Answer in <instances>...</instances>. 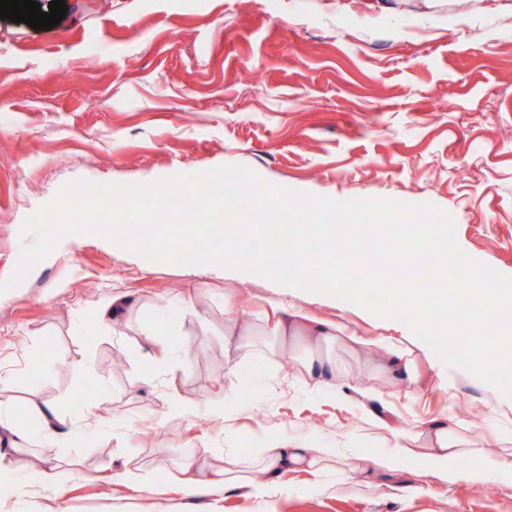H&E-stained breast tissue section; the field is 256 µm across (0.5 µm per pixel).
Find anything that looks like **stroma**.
I'll use <instances>...</instances> for the list:
<instances>
[{
	"instance_id": "1",
	"label": "stroma",
	"mask_w": 512,
	"mask_h": 512,
	"mask_svg": "<svg viewBox=\"0 0 512 512\" xmlns=\"http://www.w3.org/2000/svg\"><path fill=\"white\" fill-rule=\"evenodd\" d=\"M370 0H65L49 30L0 18V282L27 217L76 179L149 182L223 165L336 200L429 202L454 222L474 260L512 277V15L494 0H426L388 12ZM254 329L272 302L385 333L387 319L325 294L214 265L147 261L98 236L72 235L0 294V405L37 430L34 405L81 422L74 444L33 439L0 475V512H512V491L485 484L420 492L416 468L376 484L338 474L285 478L255 498L200 496L179 484L188 457L221 465L273 439L354 448L366 464L390 440L358 411L303 391L285 357L257 340L238 385L251 405L206 411L224 379V293ZM124 313L101 319L113 296ZM167 333L174 358L155 360ZM447 390L401 391L410 422L464 420L512 438V406L466 371ZM180 402L195 413L173 414ZM58 465L61 491L29 494L31 468ZM146 480L134 490L113 469Z\"/></svg>"
}]
</instances>
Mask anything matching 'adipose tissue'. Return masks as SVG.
<instances>
[{
    "mask_svg": "<svg viewBox=\"0 0 512 512\" xmlns=\"http://www.w3.org/2000/svg\"><path fill=\"white\" fill-rule=\"evenodd\" d=\"M266 334L275 338L280 354L296 366L297 380L308 391L327 395L344 403L349 394L370 400L366 409L368 423L379 433L390 436L393 445L383 457L380 468L403 470L408 461L421 463V476L441 484L461 482L473 486L492 483L512 491V440L477 437L463 421L445 423L432 418L407 424L401 414L376 411L372 405L375 392L356 383L355 364H363L397 388L409 389L423 377L440 378V366L434 360L420 362L416 350L391 336L365 337L347 324L314 315L296 306L274 305L264 313ZM247 318L232 303L224 305V400L210 405L212 416L223 417L225 405H247L251 399L235 381L241 365V351L248 334ZM348 352L349 361L338 358V351ZM466 458L472 466L455 470L456 460ZM358 454L337 458L335 449L310 448L303 444L273 440L255 457L228 454L223 466H204L189 459L180 473L181 484L206 495H221L235 488L255 494L279 489L284 476L303 472L319 478L340 470L344 481L355 480L362 470Z\"/></svg>",
    "mask_w": 512,
    "mask_h": 512,
    "instance_id": "obj_1",
    "label": "adipose tissue"
}]
</instances>
